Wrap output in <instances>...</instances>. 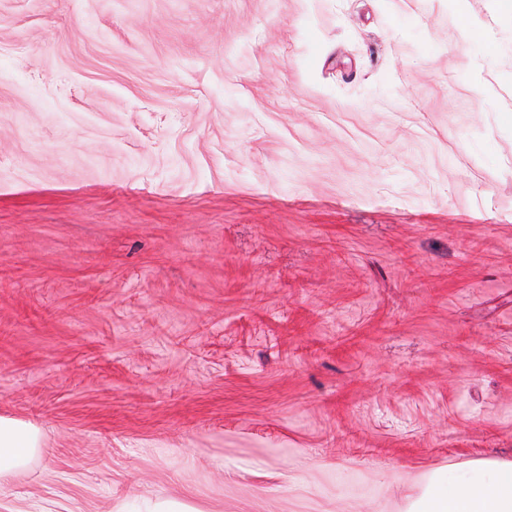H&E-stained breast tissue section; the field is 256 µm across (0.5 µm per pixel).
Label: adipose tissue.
<instances>
[{
    "label": "adipose tissue",
    "instance_id": "adipose-tissue-1",
    "mask_svg": "<svg viewBox=\"0 0 512 512\" xmlns=\"http://www.w3.org/2000/svg\"><path fill=\"white\" fill-rule=\"evenodd\" d=\"M42 451L39 428L0 417V484L24 473ZM406 512H512V463L478 459L449 466L412 489Z\"/></svg>",
    "mask_w": 512,
    "mask_h": 512
}]
</instances>
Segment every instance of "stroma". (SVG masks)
<instances>
[{
    "instance_id": "1",
    "label": "stroma",
    "mask_w": 512,
    "mask_h": 512,
    "mask_svg": "<svg viewBox=\"0 0 512 512\" xmlns=\"http://www.w3.org/2000/svg\"><path fill=\"white\" fill-rule=\"evenodd\" d=\"M0 0V512H401L512 462V8ZM42 435L36 426L0 417V484L24 473L43 452Z\"/></svg>"
}]
</instances>
